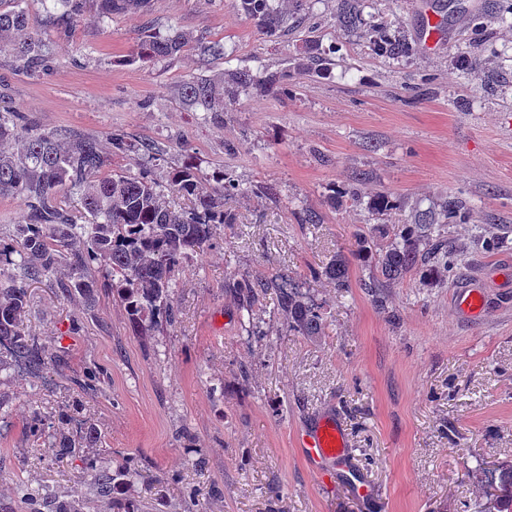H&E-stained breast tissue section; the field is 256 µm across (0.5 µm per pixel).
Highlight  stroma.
<instances>
[{
	"label": "stroma",
	"instance_id": "stroma-1",
	"mask_svg": "<svg viewBox=\"0 0 512 512\" xmlns=\"http://www.w3.org/2000/svg\"><path fill=\"white\" fill-rule=\"evenodd\" d=\"M21 5L50 53L35 73L0 57V100L23 124L102 143L123 131L134 149L108 154V175L160 178L191 160L245 191L224 199L235 223L216 225L210 247L176 271L174 322L149 334H132L111 292L63 302L53 282L30 286L20 327L60 367L0 377V512H22L20 483L112 512L88 475L123 459L141 472L130 496L142 512H480L486 471L512 467V0H362L354 31L337 26L336 0H307L303 22L272 38L232 0H149L108 18L89 9L67 28L52 0ZM378 26L409 52L376 56L366 35ZM173 32L184 52L138 58L146 36ZM203 41L223 56L201 52ZM312 43L325 65L308 60ZM240 69L285 72L288 91L206 116L180 101L187 79ZM352 184L394 207L353 202ZM450 197L466 218L441 229L449 272L371 290L360 237L383 247L379 227ZM310 212L319 223H305ZM337 256L348 261L343 291L323 274ZM275 274L319 306L320 340L289 327L276 289L239 309L231 282ZM469 287L485 293L482 316L457 305ZM63 406L94 436L76 458L58 456L50 437ZM324 412L351 452L349 473L326 482L293 446ZM357 478L371 498L357 496Z\"/></svg>",
	"mask_w": 512,
	"mask_h": 512
}]
</instances>
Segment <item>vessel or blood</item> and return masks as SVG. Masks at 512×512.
<instances>
[{
  "label": "vessel or blood",
  "mask_w": 512,
  "mask_h": 512,
  "mask_svg": "<svg viewBox=\"0 0 512 512\" xmlns=\"http://www.w3.org/2000/svg\"><path fill=\"white\" fill-rule=\"evenodd\" d=\"M298 451L306 464L322 476L331 468L344 466L348 454L347 439L336 420L324 416L300 433Z\"/></svg>",
  "instance_id": "vessel-or-blood-1"
}]
</instances>
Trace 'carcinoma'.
<instances>
[{"label":"carcinoma","mask_w":512,"mask_h":512,"mask_svg":"<svg viewBox=\"0 0 512 512\" xmlns=\"http://www.w3.org/2000/svg\"><path fill=\"white\" fill-rule=\"evenodd\" d=\"M62 11L56 23L70 25L89 3L96 5L102 17L131 7H143L147 0H54ZM237 7L255 21L263 35L274 37L298 19L303 0H289L288 13L276 11L270 0H236ZM337 25L356 29L361 24L356 0H337ZM374 53L394 57L409 51L407 43L393 39L378 29L369 36ZM186 45L176 32L165 37L152 36L142 41L139 57L166 58L177 55ZM12 56L23 68L36 72L46 66L47 48L34 33L24 9L16 6L0 9V56ZM285 75L278 71L253 73L238 70L228 78L193 77L183 83L180 97L196 112H222L224 105L255 89L280 95L286 93ZM15 140L20 149L0 151V194L11 195L30 211V223L14 227L15 244L0 248V373L18 369L34 378L56 363L46 345L34 336L22 334L21 314L28 304V287L56 277L67 267L66 280L59 281L60 298L66 301L78 295L87 302L95 300L101 289L112 290L126 310L132 332L146 334L157 318L175 319L170 290L175 272L183 261L204 252L213 236V225L232 224L234 216L224 211V196L241 191L238 183L224 172L203 175L192 162L166 171L164 180L144 171L99 175L106 158L94 138L63 140L56 132H35L20 128L14 111L0 108V144ZM82 188L84 224L68 218L57 203L66 186ZM179 195L187 206L171 205L167 194ZM464 218V207L454 198L446 200L439 212L418 215L412 224L384 232L389 238L385 249L375 254L371 240L360 239L359 256L374 260L377 285L390 288L400 283L415 266L426 267L424 277L441 273L440 265L428 258V246L437 227ZM99 266L103 278L93 273ZM324 275L338 288L349 287L347 263L336 257L324 268ZM279 289L278 306L288 324L311 341L323 335V317L319 307L305 301L298 285L285 282L282 275L243 281L234 286L240 307L251 311L258 300L257 289ZM73 417L62 409L54 429V447L58 455L73 457L80 448L70 432ZM139 472L129 462L118 464L112 472L94 474L92 490L110 501L115 512H141L134 502L116 496L129 486ZM497 493L489 495L481 512H512V468L499 470ZM28 512H42L45 497L25 484L17 488Z\"/></svg>","instance_id":"1"}]
</instances>
